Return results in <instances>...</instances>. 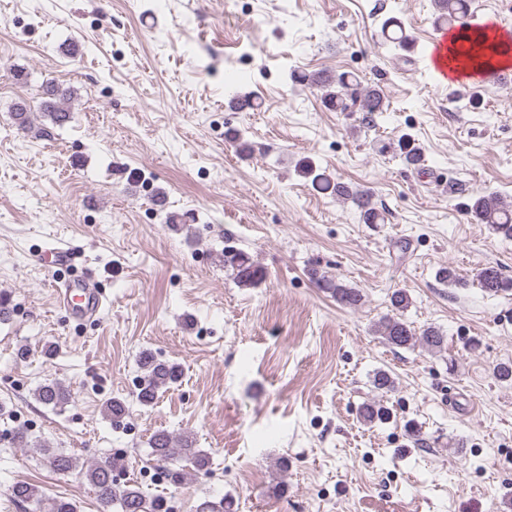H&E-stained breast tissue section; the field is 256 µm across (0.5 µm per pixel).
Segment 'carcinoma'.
Returning a JSON list of instances; mask_svg holds the SVG:
<instances>
[{
    "mask_svg": "<svg viewBox=\"0 0 512 512\" xmlns=\"http://www.w3.org/2000/svg\"><path fill=\"white\" fill-rule=\"evenodd\" d=\"M436 21L450 27L466 26L469 15V0H434ZM385 41L399 49L411 45V38L406 33L401 21L396 18L385 20L381 28ZM298 82H306L322 88L340 87L338 92H327L324 96L325 105L338 112H345L350 107H358L365 113V119L373 121L375 115L387 111L384 95L375 87L361 85L355 76L341 73L336 76L301 75L293 76ZM73 91L60 89L53 85L46 88L47 99L39 103V111L51 122L61 126L69 119V111L62 101L70 99ZM400 156L409 166H418L423 161L420 147L411 139L399 143ZM302 177L311 180L312 185L324 194H330L349 200L357 208L360 217L367 224H382L385 216L375 207L373 193L368 189L351 188L340 183L326 172L306 163L299 170ZM466 215L477 224H487L492 230L504 237H512V200L498 195H477L463 204ZM233 279L240 287H253L265 277L264 269L254 262L249 255L238 252L231 260ZM320 284L330 291L345 306L356 307L362 301V293L357 288L348 287L340 282L322 280ZM477 284L485 292L500 293L512 290V280L502 277L494 267H485L477 274ZM380 334L386 342L399 348L414 347L418 344L432 351H440L445 344V336L439 329L429 326L416 333L410 325L400 317H387L380 324ZM144 376L139 385L138 399L148 405L154 402L158 394L168 390L181 376L178 364L163 361L151 354H144L141 359ZM36 399L45 406L61 407L69 402L70 391L61 382L50 380L41 384L36 390ZM126 405L118 400L106 402L103 413L112 421L122 419L126 414ZM152 453L159 460L181 459L191 469H171L168 472L170 482L179 485L191 473H200L207 469L209 457L204 451L193 447L189 438H175L171 434L160 431L149 440ZM44 461L59 473L66 474L78 468L77 460L71 455L61 453L53 448L40 449ZM125 467L124 460L109 456L94 461L85 468L84 474L93 488L103 512H168L164 508V498L146 497L139 487L119 480V473ZM9 495L33 507V512H75L71 502L46 495L39 486L28 482H17L8 489Z\"/></svg>",
    "mask_w": 512,
    "mask_h": 512,
    "instance_id": "obj_1",
    "label": "carcinoma"
}]
</instances>
